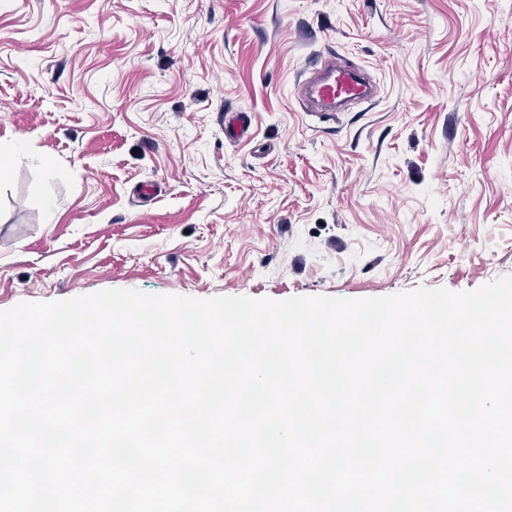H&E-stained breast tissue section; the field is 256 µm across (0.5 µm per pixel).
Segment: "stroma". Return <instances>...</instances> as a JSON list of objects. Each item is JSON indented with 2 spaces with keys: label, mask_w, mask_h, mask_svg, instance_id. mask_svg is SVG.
<instances>
[{
  "label": "stroma",
  "mask_w": 512,
  "mask_h": 512,
  "mask_svg": "<svg viewBox=\"0 0 512 512\" xmlns=\"http://www.w3.org/2000/svg\"><path fill=\"white\" fill-rule=\"evenodd\" d=\"M327 52L378 96L305 112ZM0 155V310L473 290L512 273V0H0Z\"/></svg>",
  "instance_id": "1"
}]
</instances>
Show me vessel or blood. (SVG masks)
Here are the masks:
<instances>
[{"label":"vessel or blood","mask_w":512,"mask_h":512,"mask_svg":"<svg viewBox=\"0 0 512 512\" xmlns=\"http://www.w3.org/2000/svg\"><path fill=\"white\" fill-rule=\"evenodd\" d=\"M374 77L343 58H322L297 89L306 105L319 112L334 110L338 101H360L370 96Z\"/></svg>","instance_id":"1"}]
</instances>
